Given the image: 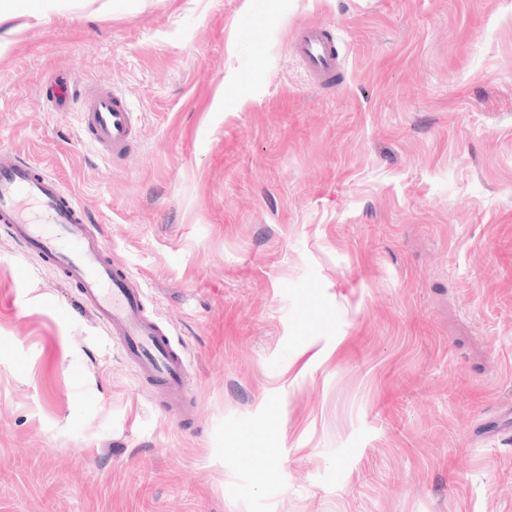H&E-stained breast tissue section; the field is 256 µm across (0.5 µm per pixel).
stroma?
<instances>
[{
	"label": "stroma",
	"instance_id": "obj_1",
	"mask_svg": "<svg viewBox=\"0 0 512 512\" xmlns=\"http://www.w3.org/2000/svg\"><path fill=\"white\" fill-rule=\"evenodd\" d=\"M58 73L136 106L127 155ZM1 148L147 288L190 407L0 230V512H512V0H38ZM292 47L311 78L320 85L331 83L339 68L340 58L336 43L324 29L311 26L298 30Z\"/></svg>",
	"mask_w": 512,
	"mask_h": 512
}]
</instances>
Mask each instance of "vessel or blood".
Instances as JSON below:
<instances>
[{
    "label": "vessel or blood",
    "instance_id": "b4317fda",
    "mask_svg": "<svg viewBox=\"0 0 512 512\" xmlns=\"http://www.w3.org/2000/svg\"><path fill=\"white\" fill-rule=\"evenodd\" d=\"M292 47L317 83L330 84L340 65L335 42L322 28L305 27ZM59 89L54 110L69 109L82 98L81 121L91 144L112 154L125 153L134 139L135 111L110 90H92L69 76L53 78ZM0 226L18 244L22 256L46 259L79 289L95 321L154 382L173 411H181L188 391L189 363L158 323L143 310L146 290L126 271L114 268L108 248L93 232L83 202L59 180L21 156L0 149Z\"/></svg>",
    "mask_w": 512,
    "mask_h": 512
}]
</instances>
